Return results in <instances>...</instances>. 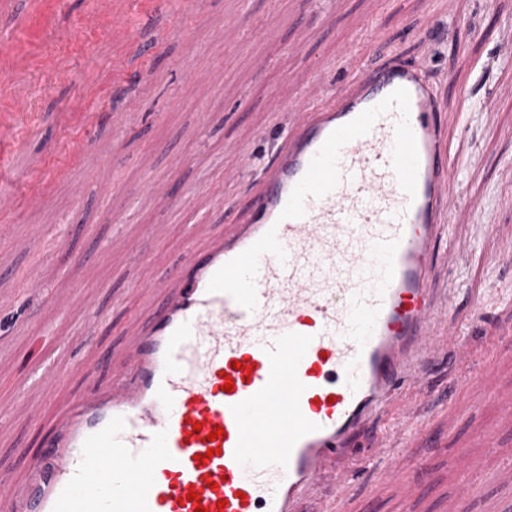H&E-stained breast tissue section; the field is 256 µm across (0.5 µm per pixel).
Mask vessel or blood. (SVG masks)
I'll return each instance as SVG.
<instances>
[{"instance_id":"vessel-or-blood-1","label":"vessel or blood","mask_w":512,"mask_h":512,"mask_svg":"<svg viewBox=\"0 0 512 512\" xmlns=\"http://www.w3.org/2000/svg\"><path fill=\"white\" fill-rule=\"evenodd\" d=\"M294 110L242 216L207 248L186 241L174 292L152 285L123 367L44 378L80 382L27 478H0V512H355L327 490L348 484L362 431L429 384L440 343L472 362L437 285L457 198L422 69L389 53ZM398 436L426 441L414 407L379 438L407 502ZM457 460L465 507L480 484Z\"/></svg>"}]
</instances>
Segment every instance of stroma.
I'll use <instances>...</instances> for the list:
<instances>
[{"label": "stroma", "mask_w": 512, "mask_h": 512, "mask_svg": "<svg viewBox=\"0 0 512 512\" xmlns=\"http://www.w3.org/2000/svg\"><path fill=\"white\" fill-rule=\"evenodd\" d=\"M511 35L512 0H5L0 474L25 477L73 394L39 375L111 369L185 234L207 246L258 189L226 146L266 164L292 104L323 102L382 46L419 66L444 108L458 201L438 285L454 290L476 357L463 370L440 354L427 389L407 394L430 438L411 502L359 462L348 493L363 512H457L465 448L482 484L469 512L512 498V265L496 261L512 249ZM452 241L465 252L449 253ZM45 325L52 335L34 337Z\"/></svg>", "instance_id": "35a3bbf8"}]
</instances>
